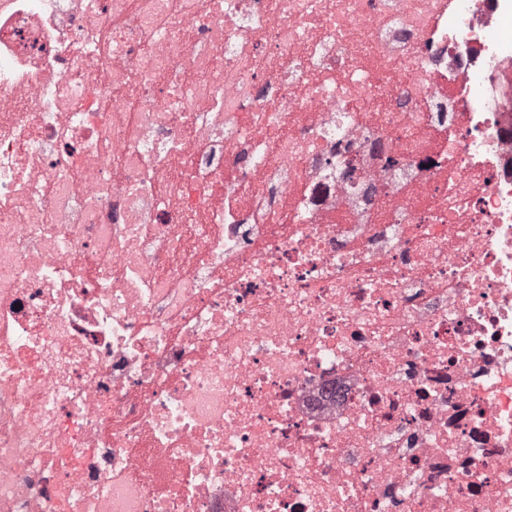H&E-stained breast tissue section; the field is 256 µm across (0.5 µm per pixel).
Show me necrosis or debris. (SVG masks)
I'll return each mask as SVG.
<instances>
[{
	"mask_svg": "<svg viewBox=\"0 0 512 512\" xmlns=\"http://www.w3.org/2000/svg\"><path fill=\"white\" fill-rule=\"evenodd\" d=\"M0 512H512V0H0Z\"/></svg>",
	"mask_w": 512,
	"mask_h": 512,
	"instance_id": "4bbe7bcc",
	"label": "necrosis or debris"
}]
</instances>
